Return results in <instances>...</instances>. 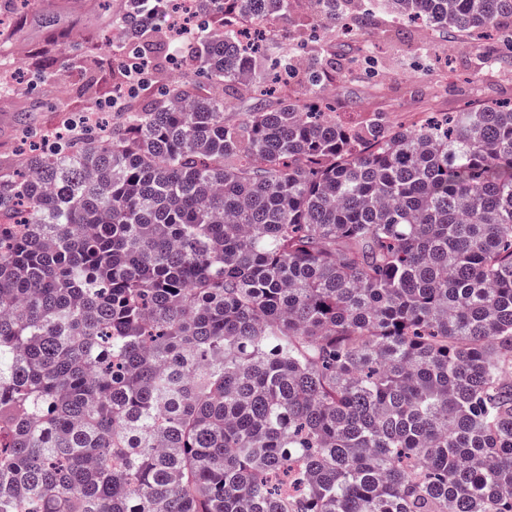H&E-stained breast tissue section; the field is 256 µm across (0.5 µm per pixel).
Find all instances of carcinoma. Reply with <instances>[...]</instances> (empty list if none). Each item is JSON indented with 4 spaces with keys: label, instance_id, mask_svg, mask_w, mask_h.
I'll return each mask as SVG.
<instances>
[{
    "label": "carcinoma",
    "instance_id": "1",
    "mask_svg": "<svg viewBox=\"0 0 512 512\" xmlns=\"http://www.w3.org/2000/svg\"><path fill=\"white\" fill-rule=\"evenodd\" d=\"M127 0L147 50L167 14ZM183 74L0 161V512H512V107L414 128L264 80L193 0ZM331 23L352 0H312ZM458 34L512 0H374ZM254 94L241 91L237 86H230L224 91V112L236 115H243V112H249L255 106L256 100Z\"/></svg>",
    "mask_w": 512,
    "mask_h": 512
}]
</instances>
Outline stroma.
<instances>
[{
	"mask_svg": "<svg viewBox=\"0 0 512 512\" xmlns=\"http://www.w3.org/2000/svg\"><path fill=\"white\" fill-rule=\"evenodd\" d=\"M126 0H30L19 5L8 26L0 27V77L31 86L30 96L14 104H0V157L18 152L17 120L29 113L34 131L54 121L49 112H35L32 102L67 104L86 110L111 95L102 85L108 44H122L116 24ZM492 29L460 36L444 34L424 23H408L379 15L361 34L344 26L318 24L310 0H294L287 15L267 31L264 67L288 56L297 75L283 95L301 104L310 102L314 89L310 74L335 51L337 66L326 84V97L338 120L360 124L381 116L388 125L410 126L450 112L479 105L512 102V65L487 60ZM46 52L43 71L33 63ZM176 44L159 39L147 52L152 82L142 99L153 98L159 84L174 79Z\"/></svg>",
	"mask_w": 512,
	"mask_h": 512,
	"instance_id": "stroma-1",
	"label": "stroma"
}]
</instances>
